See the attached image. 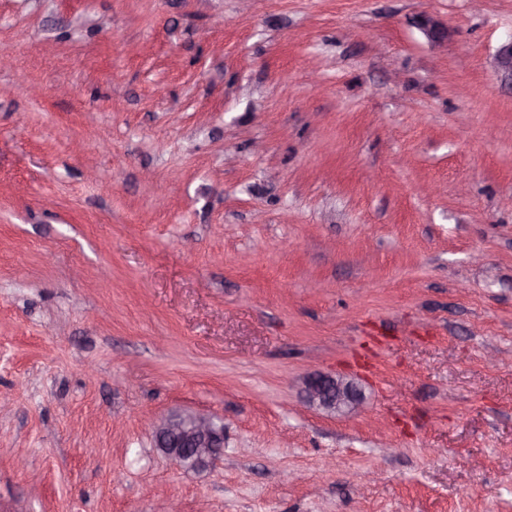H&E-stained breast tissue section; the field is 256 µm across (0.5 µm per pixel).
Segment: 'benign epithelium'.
<instances>
[{
	"mask_svg": "<svg viewBox=\"0 0 512 512\" xmlns=\"http://www.w3.org/2000/svg\"><path fill=\"white\" fill-rule=\"evenodd\" d=\"M417 26L431 39H440L445 30L427 16ZM494 66L512 81V40L501 46ZM308 402L337 414H347L360 404V394L353 383L341 376L313 373L305 381ZM157 447L177 467L187 471L212 469L224 460V425L202 415H179L162 420L155 426Z\"/></svg>",
	"mask_w": 512,
	"mask_h": 512,
	"instance_id": "7a95c632",
	"label": "benign epithelium"
}]
</instances>
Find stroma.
<instances>
[{"instance_id":"stroma-1","label":"stroma","mask_w":512,"mask_h":512,"mask_svg":"<svg viewBox=\"0 0 512 512\" xmlns=\"http://www.w3.org/2000/svg\"><path fill=\"white\" fill-rule=\"evenodd\" d=\"M511 38L512 0H0L38 91L0 97V512H512ZM196 413L200 472L153 428ZM304 391L310 404L341 415L360 404L357 388L341 376L313 373L306 379ZM157 447L187 471L213 469L224 460V425L211 417L179 415L155 426Z\"/></svg>"}]
</instances>
